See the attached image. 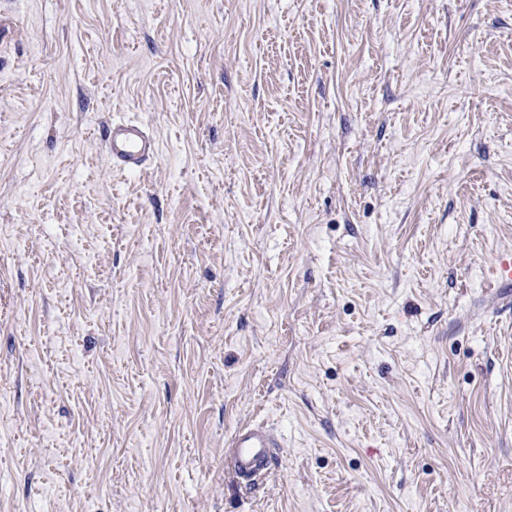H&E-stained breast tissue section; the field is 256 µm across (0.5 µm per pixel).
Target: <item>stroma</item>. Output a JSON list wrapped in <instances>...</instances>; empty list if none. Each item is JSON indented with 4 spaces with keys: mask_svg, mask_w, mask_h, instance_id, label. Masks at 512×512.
Masks as SVG:
<instances>
[{
    "mask_svg": "<svg viewBox=\"0 0 512 512\" xmlns=\"http://www.w3.org/2000/svg\"><path fill=\"white\" fill-rule=\"evenodd\" d=\"M509 254L512 0H0V512H512ZM102 145L112 165L136 172L156 153V141L147 128L133 121H113L102 138ZM272 448H278L273 434L261 425L241 427L228 441L226 464L239 484L250 485L270 469Z\"/></svg>",
    "mask_w": 512,
    "mask_h": 512,
    "instance_id": "1",
    "label": "stroma"
}]
</instances>
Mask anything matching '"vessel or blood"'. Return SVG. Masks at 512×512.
<instances>
[{
	"mask_svg": "<svg viewBox=\"0 0 512 512\" xmlns=\"http://www.w3.org/2000/svg\"><path fill=\"white\" fill-rule=\"evenodd\" d=\"M106 155L114 167L128 172L141 170L156 153V141L138 122L115 121L102 138ZM277 441L261 425L239 428L228 442L226 464L237 483L248 485L265 476L270 469Z\"/></svg>",
	"mask_w": 512,
	"mask_h": 512,
	"instance_id": "b4317fda",
	"label": "vessel or blood"
}]
</instances>
